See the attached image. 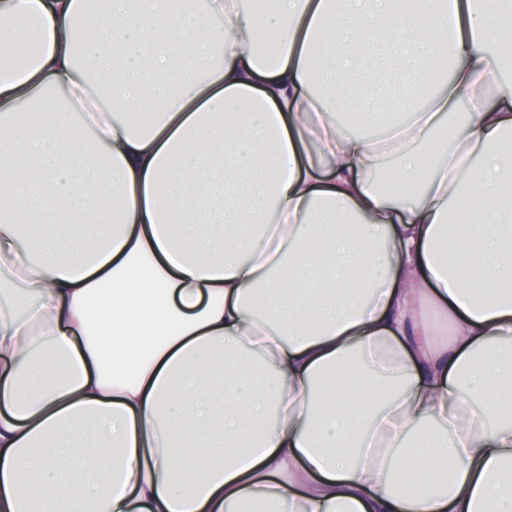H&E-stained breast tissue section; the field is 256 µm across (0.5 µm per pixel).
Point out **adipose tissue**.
Listing matches in <instances>:
<instances>
[{
	"mask_svg": "<svg viewBox=\"0 0 512 512\" xmlns=\"http://www.w3.org/2000/svg\"><path fill=\"white\" fill-rule=\"evenodd\" d=\"M507 21L0 0V512H512Z\"/></svg>",
	"mask_w": 512,
	"mask_h": 512,
	"instance_id": "1",
	"label": "adipose tissue"
}]
</instances>
